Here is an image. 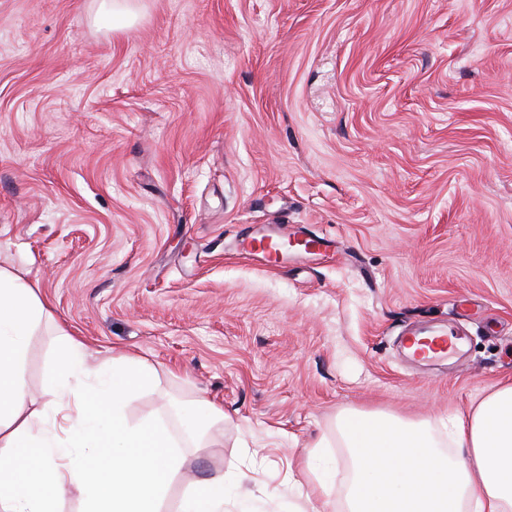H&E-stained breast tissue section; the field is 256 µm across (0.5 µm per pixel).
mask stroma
Wrapping results in <instances>:
<instances>
[{
	"instance_id": "obj_1",
	"label": "stroma",
	"mask_w": 512,
	"mask_h": 512,
	"mask_svg": "<svg viewBox=\"0 0 512 512\" xmlns=\"http://www.w3.org/2000/svg\"><path fill=\"white\" fill-rule=\"evenodd\" d=\"M268 224L336 250L239 255ZM0 266L51 315L33 398L56 323L156 369L161 512L217 476L224 512H340L339 411L436 427L512 376V0H0ZM415 326L464 349L415 365Z\"/></svg>"
}]
</instances>
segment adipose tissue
Wrapping results in <instances>:
<instances>
[{
    "label": "adipose tissue",
    "instance_id": "adipose-tissue-1",
    "mask_svg": "<svg viewBox=\"0 0 512 512\" xmlns=\"http://www.w3.org/2000/svg\"><path fill=\"white\" fill-rule=\"evenodd\" d=\"M36 287L0 267V512H57L69 486L84 491L81 512H160L169 481L184 459L167 430L147 421L129 424L124 408L155 369L133 356L113 358L87 400L85 346L65 328L51 358L48 405L67 421L110 429L101 451L96 435L79 451L59 447L32 408L20 364L31 333L46 320ZM318 447L347 449L354 476L347 512H512V382L499 384L441 431L378 411H343ZM454 453L444 457L442 448Z\"/></svg>",
    "mask_w": 512,
    "mask_h": 512
}]
</instances>
